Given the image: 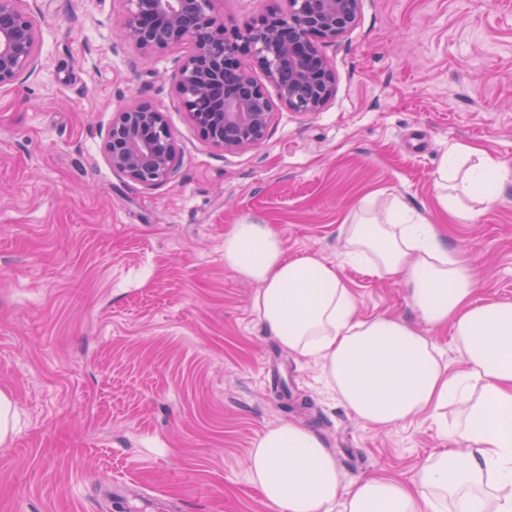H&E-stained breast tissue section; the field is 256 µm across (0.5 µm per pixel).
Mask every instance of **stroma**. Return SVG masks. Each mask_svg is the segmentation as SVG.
<instances>
[{"mask_svg":"<svg viewBox=\"0 0 512 512\" xmlns=\"http://www.w3.org/2000/svg\"><path fill=\"white\" fill-rule=\"evenodd\" d=\"M123 0H35L42 67L0 88V391L17 414L0 445V512H112V482L171 512H273L250 481L258 438L294 420L346 483L410 480L445 447L433 417L359 420L320 366L282 348L224 265L232 224H271L288 256L336 263L364 197L440 228L476 300L512 301V182L472 218L436 199L442 157L471 146L512 168V0H361L322 53L326 108L273 104L256 146L214 147L183 111L174 47L143 63L117 37ZM149 103L179 148L175 178L113 171L103 136ZM345 276L363 319H413L404 288Z\"/></svg>","mask_w":512,"mask_h":512,"instance_id":"1","label":"stroma"}]
</instances>
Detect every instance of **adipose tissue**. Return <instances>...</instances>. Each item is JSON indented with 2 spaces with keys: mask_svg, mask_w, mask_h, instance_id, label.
<instances>
[{
  "mask_svg": "<svg viewBox=\"0 0 512 512\" xmlns=\"http://www.w3.org/2000/svg\"><path fill=\"white\" fill-rule=\"evenodd\" d=\"M512 181L506 167L476 148H452L441 169L438 202L454 195L492 202ZM344 264L316 254L288 258L270 224L232 225L224 265L255 283L254 310L288 351L319 361L328 384L361 420L389 426L447 406L461 396L452 447L429 456L410 482L377 475L345 485L325 442L288 420L266 431L250 456L252 482L276 512H512V302L477 301L466 261L442 244L437 225L392 200L385 217L362 201L343 225ZM367 264L406 288L416 322L361 319L343 270ZM449 328L464 372L448 376L423 326ZM479 389L467 396L468 386Z\"/></svg>",
  "mask_w": 512,
  "mask_h": 512,
  "instance_id": "obj_1",
  "label": "adipose tissue"
}]
</instances>
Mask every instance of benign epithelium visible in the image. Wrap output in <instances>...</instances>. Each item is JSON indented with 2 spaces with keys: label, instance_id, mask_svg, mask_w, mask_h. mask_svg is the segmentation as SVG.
Returning a JSON list of instances; mask_svg holds the SVG:
<instances>
[{
  "label": "benign epithelium",
  "instance_id": "1",
  "mask_svg": "<svg viewBox=\"0 0 512 512\" xmlns=\"http://www.w3.org/2000/svg\"><path fill=\"white\" fill-rule=\"evenodd\" d=\"M124 40L143 55L188 46L175 91L203 137L226 152L259 144L272 118L266 85L295 112L323 110L336 74L319 43L349 32L360 0H283L284 8L229 28L219 0H125ZM41 66L39 22L28 0H0V87L13 86ZM265 77L254 79L253 68ZM113 170L147 187L171 181L177 144L164 113L139 103L117 113L103 139Z\"/></svg>",
  "mask_w": 512,
  "mask_h": 512
}]
</instances>
